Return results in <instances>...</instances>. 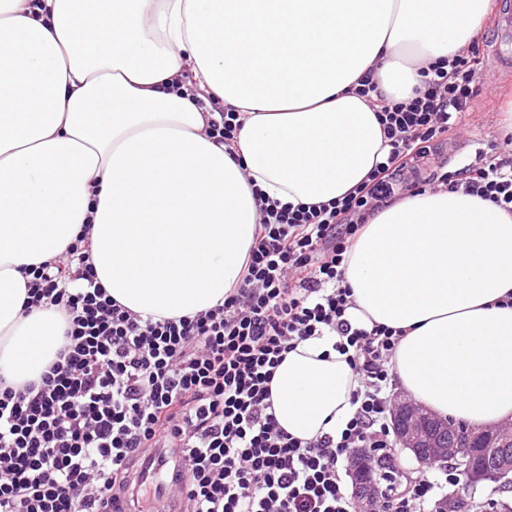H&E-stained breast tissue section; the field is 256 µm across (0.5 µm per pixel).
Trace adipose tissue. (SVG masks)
I'll return each mask as SVG.
<instances>
[{
    "label": "adipose tissue",
    "mask_w": 512,
    "mask_h": 512,
    "mask_svg": "<svg viewBox=\"0 0 512 512\" xmlns=\"http://www.w3.org/2000/svg\"><path fill=\"white\" fill-rule=\"evenodd\" d=\"M490 0H0V378H37L63 344L25 311V267L77 239L120 305L192 316L237 284L260 215L327 202L388 148L359 95L393 101L482 31ZM237 113L234 143L209 135ZM352 319L402 330L405 395L481 430L512 420V216L463 192L378 212L347 250ZM335 337L276 368L280 427L340 435L355 408Z\"/></svg>",
    "instance_id": "obj_1"
}]
</instances>
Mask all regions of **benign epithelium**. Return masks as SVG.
I'll use <instances>...</instances> for the list:
<instances>
[{"instance_id": "1", "label": "benign epithelium", "mask_w": 512, "mask_h": 512, "mask_svg": "<svg viewBox=\"0 0 512 512\" xmlns=\"http://www.w3.org/2000/svg\"><path fill=\"white\" fill-rule=\"evenodd\" d=\"M390 423L395 434V451H408L421 463H427L436 457L455 449L454 456L457 464L467 473L468 484L476 485L480 482H496L512 471L506 467L502 472L480 470L473 464L472 448L475 442L489 439V442L498 443L500 448L512 446V422H505L488 429L483 434L471 431L465 433L462 439H453L448 447H442L437 436L448 433L450 424L448 419L437 417L429 413L422 405L406 397H399L394 403ZM428 449L424 455L421 449ZM363 465L359 475L353 478L354 494L358 505V512H377L380 496L378 482L368 474L370 462L362 454H357Z\"/></svg>"}]
</instances>
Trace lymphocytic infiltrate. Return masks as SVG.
Listing matches in <instances>:
<instances>
[{
	"label": "lymphocytic infiltrate",
	"instance_id": "f902f5d3",
	"mask_svg": "<svg viewBox=\"0 0 512 512\" xmlns=\"http://www.w3.org/2000/svg\"><path fill=\"white\" fill-rule=\"evenodd\" d=\"M477 47L423 69L407 102L379 110L384 161L344 197L315 206L262 201L241 281L223 303L193 316L153 319L122 307L76 245L31 270L27 308L53 307L64 346L39 381L0 391V512H105L127 488L128 467L158 452L178 458L172 492L187 512H357L345 462L389 442L391 359L399 331L352 323L344 255L367 217L393 202L404 172L458 132L478 80ZM413 190H461L512 214V155L485 153L453 171L416 178ZM83 267L71 272L74 261ZM337 335L351 366L356 411L339 437L304 441L279 427L270 399L275 370L298 343ZM388 512H426L452 467L414 476L391 469Z\"/></svg>",
	"mask_w": 512,
	"mask_h": 512
}]
</instances>
